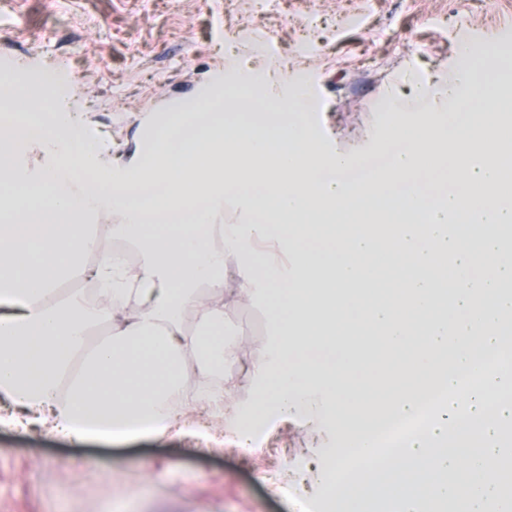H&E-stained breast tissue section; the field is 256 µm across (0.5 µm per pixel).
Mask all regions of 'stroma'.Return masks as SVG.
I'll return each mask as SVG.
<instances>
[{
    "label": "stroma",
    "instance_id": "35a3bbf8",
    "mask_svg": "<svg viewBox=\"0 0 512 512\" xmlns=\"http://www.w3.org/2000/svg\"><path fill=\"white\" fill-rule=\"evenodd\" d=\"M480 32L496 65L486 79L512 76V0H0V62L66 66L71 90L90 119L87 136L143 150L162 111L194 95L227 63L257 68L275 61L313 86L307 120L321 144L371 158L388 135L387 85L407 68L432 77L460 62L465 33ZM265 44L254 55L253 44ZM286 291L225 303L224 328L240 351L225 364L239 372L269 353ZM321 371L353 370L348 344L316 343L302 352ZM334 426L311 432L303 416L271 424L244 449L220 440L197 451L196 431L141 436L119 444L69 441L0 423V512H302L300 495L325 489L311 477L323 464ZM288 464L299 497L270 494L261 474Z\"/></svg>",
    "mask_w": 512,
    "mask_h": 512
}]
</instances>
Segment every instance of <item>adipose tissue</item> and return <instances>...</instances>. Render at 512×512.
Masks as SVG:
<instances>
[{"label": "adipose tissue", "mask_w": 512, "mask_h": 512, "mask_svg": "<svg viewBox=\"0 0 512 512\" xmlns=\"http://www.w3.org/2000/svg\"><path fill=\"white\" fill-rule=\"evenodd\" d=\"M464 65L436 77L411 74L416 103L427 125L406 117L393 129L383 152L392 154L391 181H368L355 196L344 177L355 158L323 156L307 124L197 121L202 105L264 107L305 112L313 101L304 83L270 99L265 90L272 69H233L223 87L207 97H188L173 108L168 123L135 164L100 151L85 137L87 121L74 96L57 99L56 117L28 113L25 124H0V178L16 189L8 199L10 218L0 221V393L16 407L5 420L17 429L40 428L76 443L112 442L181 429V395L188 370L208 378L236 352L224 343V256H249L271 228H290L294 286L288 308L291 325L268 360L253 365L249 419L258 423L305 412L309 422L332 421L338 444L361 455L365 465L347 485L322 470L319 482L343 489L356 512H375V488L386 492V512H428L441 502L464 512H512L498 497V433L512 422V344L504 327L512 317V263L500 261V226L512 224V207L486 210L473 199L512 186V153L500 150L503 122L512 98L502 87L486 97L477 92L488 69L484 48L462 40ZM463 108L466 121L446 127L444 107ZM401 149H394V142ZM497 149L492 161L476 165L477 149ZM43 152L39 179L17 167L16 155ZM469 188L429 202L421 176L443 155ZM93 166L98 183L79 195L47 193V185L68 178L72 168ZM261 190L230 198L233 188ZM232 202L241 221H223ZM117 215L146 259L129 269L114 253L88 257L99 240L87 234L81 216ZM477 224L481 234L451 230L452 220ZM174 223L171 233L143 236V225ZM334 238L337 261L312 272L301 239ZM481 263L497 266L496 280L478 275ZM452 272L453 291L440 300L439 266ZM393 291L382 286L391 269ZM82 279L112 284L109 334L88 339L98 322L67 286ZM195 302L194 327L183 314ZM353 302L362 312L347 322ZM376 336L399 355L393 375L369 384L343 372L336 379L352 395L335 405L323 375L300 360L297 347L341 333ZM502 359L497 369L488 357ZM480 381L462 392L461 378ZM447 389L448 403L425 433L407 438L395 452L378 455L373 436L388 421L417 412L431 391Z\"/></svg>", "instance_id": "ef3b65f1"}]
</instances>
